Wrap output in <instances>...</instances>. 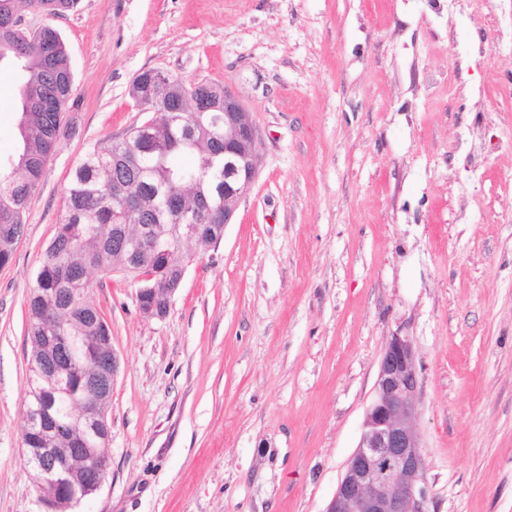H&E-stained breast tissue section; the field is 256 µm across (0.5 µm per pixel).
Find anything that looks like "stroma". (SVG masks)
I'll return each mask as SVG.
<instances>
[{"label":"stroma","instance_id":"stroma-1","mask_svg":"<svg viewBox=\"0 0 512 512\" xmlns=\"http://www.w3.org/2000/svg\"><path fill=\"white\" fill-rule=\"evenodd\" d=\"M73 63L72 130L0 267V512H46L22 444L27 301L92 145L145 117L146 70L243 102L256 181L164 318L90 269L119 371L108 470L69 512H324L383 348L417 353L429 512H512V0H79L48 19ZM0 63V161L21 146Z\"/></svg>","mask_w":512,"mask_h":512}]
</instances>
